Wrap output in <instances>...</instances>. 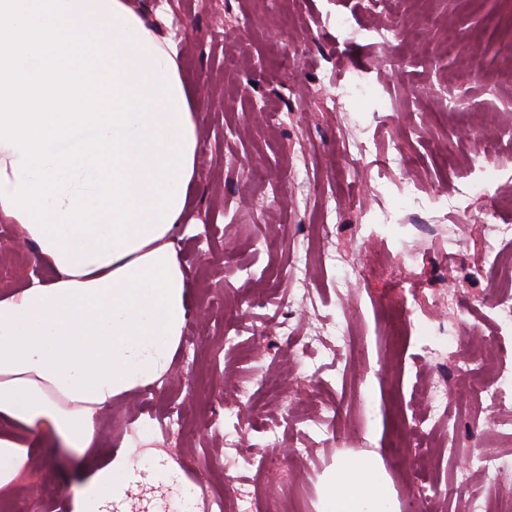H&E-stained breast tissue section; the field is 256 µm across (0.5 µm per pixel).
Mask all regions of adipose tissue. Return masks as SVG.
<instances>
[{"instance_id": "adipose-tissue-1", "label": "adipose tissue", "mask_w": 512, "mask_h": 512, "mask_svg": "<svg viewBox=\"0 0 512 512\" xmlns=\"http://www.w3.org/2000/svg\"><path fill=\"white\" fill-rule=\"evenodd\" d=\"M75 17L76 34L99 32L114 47L110 65L136 94L155 88L143 116L151 126L178 122L160 84L173 81L190 89L179 72L175 43L140 14L132 0H63ZM141 85H133V78ZM21 239L35 248V259L54 269L51 280L31 279L0 292V420L14 432H0V488L33 466L28 438L56 431L68 446L87 452L96 445L99 413L112 403L168 373L186 323L190 283L173 247L174 230L146 245L128 241L111 263L91 261L75 245L57 240L40 248L24 219L6 215ZM136 466L124 454L93 464L86 488L75 498V512H106L122 501ZM318 512H399L377 458L342 460L326 477Z\"/></svg>"}]
</instances>
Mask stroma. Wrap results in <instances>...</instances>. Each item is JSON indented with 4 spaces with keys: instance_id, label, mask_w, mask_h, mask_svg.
<instances>
[{
    "instance_id": "1",
    "label": "stroma",
    "mask_w": 512,
    "mask_h": 512,
    "mask_svg": "<svg viewBox=\"0 0 512 512\" xmlns=\"http://www.w3.org/2000/svg\"><path fill=\"white\" fill-rule=\"evenodd\" d=\"M139 11L160 16L167 31L187 30L179 64L195 94L199 139L197 180L189 192V225L174 246L191 284L189 309L170 372L116 401L98 417L100 455L128 446L132 459L155 460L182 424L193 430L187 448L167 455L172 474L150 512H172L198 468L210 479L200 489L198 512L243 491L257 497H302L317 512L325 476L336 462L375 455L390 480L401 512H434L412 494L410 474L448 491L469 482L470 457L496 448L512 461V411L470 399L467 380L448 383L443 419L429 432L449 431L451 458L417 468L415 451L395 448L388 415L387 301L397 294L384 256L403 249L419 267L425 297L453 291L442 309L425 308L417 329L403 335L406 386L437 381L448 357H461L473 336H496L512 362V331L481 300L484 282L472 264L483 242L485 215L460 217L450 207L459 187L475 179L468 126L512 128V55L497 26L512 0H134ZM351 17L353 34L337 36L336 14ZM252 27L238 33V24ZM430 22L432 54L416 46ZM396 25L389 47L364 34ZM477 35L472 57L469 35ZM404 57L402 78L379 69L383 52ZM481 67L486 80L472 77ZM361 73L370 96L344 101L334 111L336 76ZM465 112L447 109L450 98ZM345 142L363 165L337 159ZM451 147L442 162L437 144ZM406 170L392 166L396 153ZM494 223L512 225V141L487 154ZM445 206H430L434 195ZM369 278L347 282L352 265ZM233 326L240 348L225 346ZM350 343L339 341L340 334ZM245 386L262 406L258 428L226 411L231 386ZM331 404L324 419L295 435L298 404ZM247 433L255 450L240 456L232 441ZM306 468H296V447ZM45 466L0 488V500L19 512H47L42 479L64 494L66 506L92 472L84 457L49 439L37 445Z\"/></svg>"
}]
</instances>
